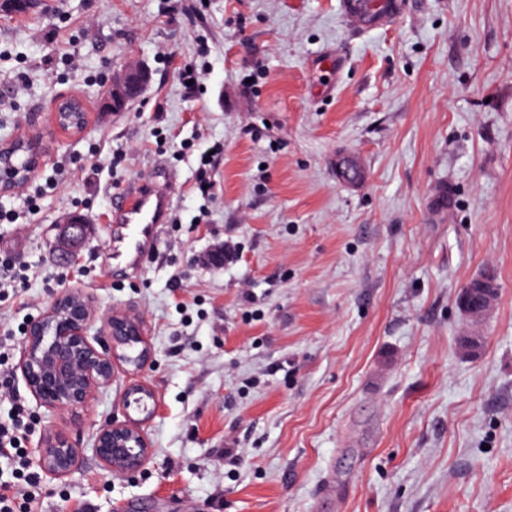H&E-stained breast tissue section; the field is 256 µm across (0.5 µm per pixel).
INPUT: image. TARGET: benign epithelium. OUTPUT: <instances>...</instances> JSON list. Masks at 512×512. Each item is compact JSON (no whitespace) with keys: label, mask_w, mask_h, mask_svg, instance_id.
<instances>
[{"label":"benign epithelium","mask_w":512,"mask_h":512,"mask_svg":"<svg viewBox=\"0 0 512 512\" xmlns=\"http://www.w3.org/2000/svg\"><path fill=\"white\" fill-rule=\"evenodd\" d=\"M151 81L152 72L146 64L137 59L128 60L112 72L99 111L110 114L126 110L145 97ZM54 122L60 129L82 132L85 112L81 96L72 94L60 99ZM18 142L27 144L32 164L24 172L9 168V178L0 182V195L26 183L40 166L41 148L33 138L1 142L0 158L9 154ZM59 224L55 250L70 255L76 251L87 219L80 214H66ZM470 283L482 297L481 307L464 304L461 310L476 320L489 310L493 297L476 280ZM121 361L135 370L144 369L152 362L140 318L118 311L101 314L92 297L75 287L58 294L41 315L28 322L17 369L39 405L49 410L76 409L112 383L115 367ZM151 399L153 394L148 386L132 383L125 390L123 405L146 412L147 401ZM93 448L104 471L125 478L140 472L153 454L138 425L115 420L98 429ZM78 456L79 449L66 434L49 433L41 441L38 464L46 475L60 479L73 473Z\"/></svg>","instance_id":"1"}]
</instances>
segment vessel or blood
<instances>
[{
  "instance_id": "b4317fda",
  "label": "vessel or blood",
  "mask_w": 512,
  "mask_h": 512,
  "mask_svg": "<svg viewBox=\"0 0 512 512\" xmlns=\"http://www.w3.org/2000/svg\"><path fill=\"white\" fill-rule=\"evenodd\" d=\"M171 205L170 193L152 178L114 193L107 223L113 268L137 270L157 250Z\"/></svg>"
}]
</instances>
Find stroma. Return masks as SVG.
Returning <instances> with one entry per match:
<instances>
[{
    "mask_svg": "<svg viewBox=\"0 0 512 512\" xmlns=\"http://www.w3.org/2000/svg\"><path fill=\"white\" fill-rule=\"evenodd\" d=\"M397 2L367 29L344 0L0 12V140L43 151L30 182L0 195L28 217L0 223V261L28 274L21 301L0 305L10 359L26 321L74 286L99 313L140 315L154 356L136 375L118 364L76 410L40 407L16 378L37 434L80 450L71 476H42L43 512H512V0ZM132 58L152 71L144 99L99 112ZM186 63L207 67L192 98ZM73 92L88 114L78 134L53 121ZM161 167L174 221L138 273L113 277L112 194ZM69 213L89 224L65 263L51 245ZM222 241L236 257L205 264ZM488 269L497 297L474 322L456 296ZM136 380L149 412L123 407ZM114 418L154 450L132 478L93 451Z\"/></svg>",
    "mask_w": 512,
    "mask_h": 512,
    "instance_id": "stroma-1",
    "label": "stroma"
}]
</instances>
